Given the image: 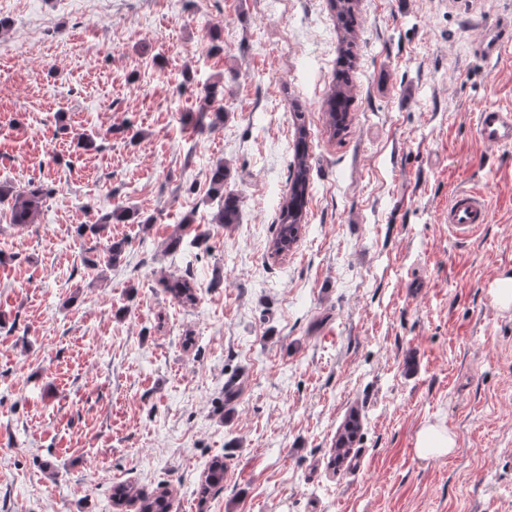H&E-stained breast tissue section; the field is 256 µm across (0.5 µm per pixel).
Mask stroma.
Wrapping results in <instances>:
<instances>
[{"mask_svg":"<svg viewBox=\"0 0 512 512\" xmlns=\"http://www.w3.org/2000/svg\"><path fill=\"white\" fill-rule=\"evenodd\" d=\"M351 126L331 136L343 32L330 0H0V182L52 186L0 216V512H512V147L476 113L512 107V0H355ZM219 51H212V43ZM223 123L193 130L204 87ZM305 117V230L267 254ZM100 148L78 147V135ZM242 199L216 219L210 173ZM485 194L460 239L448 201ZM140 223L112 266L79 225ZM205 234L198 242L196 234ZM191 276L182 306L163 283ZM362 429L331 467L350 410ZM441 421L455 452L424 459ZM223 459V488L199 495ZM509 40H506L500 29L488 28L483 31L480 40V50L488 59L498 58ZM51 189L43 185L28 184L23 188H16L8 183L0 184V203L9 204L10 224L24 226L31 224L40 211L43 200L51 194ZM9 197L11 202L9 201ZM136 212H131L125 208H115L111 213L101 216L93 224H82L78 227V234L84 236L86 232L91 235L100 236L107 227V224H111L112 220L116 222H126L134 217ZM455 448V434L444 423H427L417 434L415 451L421 458H443ZM140 501V512H170V501L167 491H161L153 496L141 495L134 487L127 484L113 486L112 501L115 506H122L128 501Z\"/></svg>","mask_w":512,"mask_h":512,"instance_id":"stroma-1","label":"stroma"}]
</instances>
